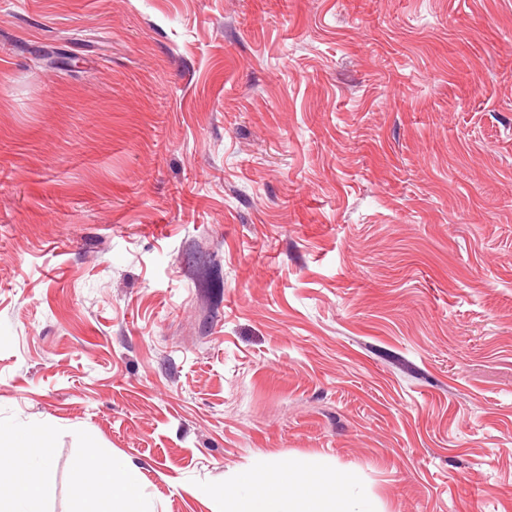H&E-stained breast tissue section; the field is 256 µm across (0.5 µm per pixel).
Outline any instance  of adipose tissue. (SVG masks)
<instances>
[{
	"label": "adipose tissue",
	"instance_id": "adipose-tissue-1",
	"mask_svg": "<svg viewBox=\"0 0 512 512\" xmlns=\"http://www.w3.org/2000/svg\"><path fill=\"white\" fill-rule=\"evenodd\" d=\"M36 440L33 447L21 440L0 449V512H43L54 495L47 438L40 433ZM353 483L350 473L325 468L318 458L299 459L245 474L225 495L224 512H380L373 497L352 493ZM112 487L122 493L119 512H152L137 471L123 460H113L106 486L95 493L106 497Z\"/></svg>",
	"mask_w": 512,
	"mask_h": 512
}]
</instances>
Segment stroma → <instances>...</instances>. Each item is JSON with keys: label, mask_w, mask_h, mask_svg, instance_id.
Segmentation results:
<instances>
[{"label": "stroma", "mask_w": 512, "mask_h": 512, "mask_svg": "<svg viewBox=\"0 0 512 512\" xmlns=\"http://www.w3.org/2000/svg\"><path fill=\"white\" fill-rule=\"evenodd\" d=\"M32 430L46 512L91 445L153 512L305 456L383 512H512V0H0Z\"/></svg>", "instance_id": "35a3bbf8"}]
</instances>
